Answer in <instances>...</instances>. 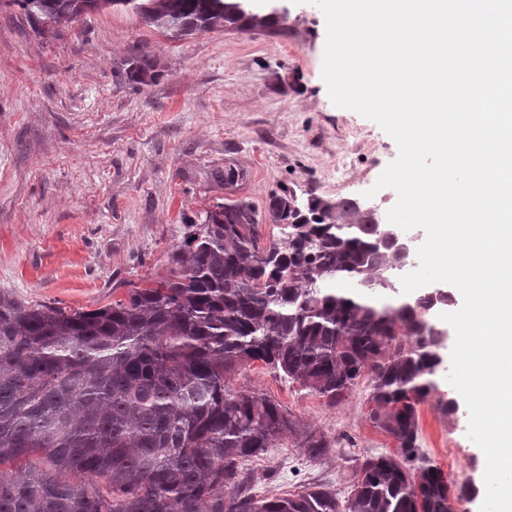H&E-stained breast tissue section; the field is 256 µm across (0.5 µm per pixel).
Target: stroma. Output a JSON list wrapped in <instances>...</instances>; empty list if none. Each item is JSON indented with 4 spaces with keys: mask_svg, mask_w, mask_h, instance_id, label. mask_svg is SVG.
<instances>
[{
    "mask_svg": "<svg viewBox=\"0 0 512 512\" xmlns=\"http://www.w3.org/2000/svg\"><path fill=\"white\" fill-rule=\"evenodd\" d=\"M258 14L285 11L273 29L200 32L173 41L132 11L83 15L38 33L15 0H0V290L71 309L125 297L129 284L162 280L191 222L223 202L212 170L233 163L235 194L263 206L280 187L328 200L375 189L380 213L397 201L375 183L398 153L375 122L331 102L322 79L325 18L309 0H251ZM146 52L160 78L139 89L115 72ZM439 370L419 411L421 453L445 477L469 482L466 512H480L485 457L468 437L469 411L443 413L457 390ZM231 385L265 395L329 452L310 458L294 436L244 462L261 498L321 485L347 500L359 464L396 454L370 418L368 379L342 401L285 383L259 361Z\"/></svg>",
    "mask_w": 512,
    "mask_h": 512,
    "instance_id": "stroma-1",
    "label": "stroma"
}]
</instances>
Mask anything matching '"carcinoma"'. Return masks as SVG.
<instances>
[{"instance_id": "cac0c4a2", "label": "carcinoma", "mask_w": 512, "mask_h": 512, "mask_svg": "<svg viewBox=\"0 0 512 512\" xmlns=\"http://www.w3.org/2000/svg\"><path fill=\"white\" fill-rule=\"evenodd\" d=\"M41 33L121 6L166 37L262 29L241 0H14ZM117 78L154 82L143 56ZM234 190L233 164L214 172ZM280 236L260 245V228ZM377 211L282 187L263 210L224 198L188 225L168 274L94 310L0 291V512H459L465 486L420 453L419 407L445 337L429 294L398 296L399 259ZM262 361L334 404L370 379V418L399 457L371 456L346 505L321 486L258 498L242 463L296 422L231 387ZM309 457L327 440L298 434Z\"/></svg>"}]
</instances>
